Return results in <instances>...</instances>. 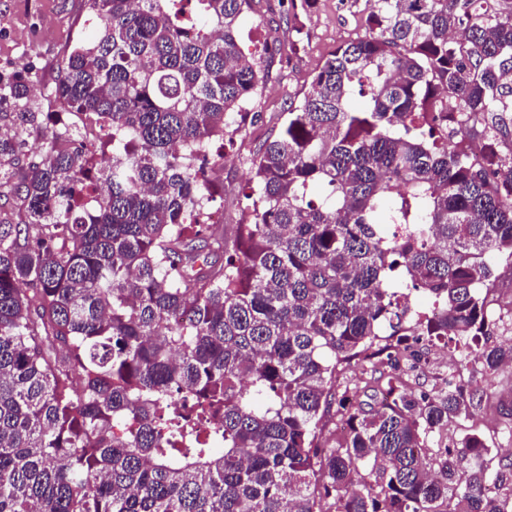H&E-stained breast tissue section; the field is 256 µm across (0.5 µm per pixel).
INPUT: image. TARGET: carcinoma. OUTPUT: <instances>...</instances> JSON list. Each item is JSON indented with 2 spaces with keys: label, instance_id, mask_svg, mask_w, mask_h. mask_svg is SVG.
I'll return each mask as SVG.
<instances>
[{
  "label": "carcinoma",
  "instance_id": "cac0c4a2",
  "mask_svg": "<svg viewBox=\"0 0 512 512\" xmlns=\"http://www.w3.org/2000/svg\"><path fill=\"white\" fill-rule=\"evenodd\" d=\"M251 2L83 0L50 93L0 74V512H512L483 432L431 447L485 389L461 365L408 387L424 339L512 367L487 302L512 266V0H375L237 156L227 238L202 216L213 146L262 120ZM45 95L111 153L66 125L25 153Z\"/></svg>",
  "mask_w": 512,
  "mask_h": 512
}]
</instances>
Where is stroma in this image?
Listing matches in <instances>:
<instances>
[{
    "instance_id": "obj_1",
    "label": "stroma",
    "mask_w": 512,
    "mask_h": 512,
    "mask_svg": "<svg viewBox=\"0 0 512 512\" xmlns=\"http://www.w3.org/2000/svg\"><path fill=\"white\" fill-rule=\"evenodd\" d=\"M371 12L369 0H315L294 10L286 0H253L241 25L246 48L263 46L266 83L259 89L253 111L262 122L237 143L240 154L276 134L290 103L300 97L312 76L339 44L364 36ZM81 0H0V73L30 78L42 87L53 85L57 63L86 30ZM213 206L225 224L238 223L248 204L243 195L244 168L235 160L219 162L214 173ZM512 406V383L492 384L474 415L449 426L460 437L495 418L499 404Z\"/></svg>"
}]
</instances>
